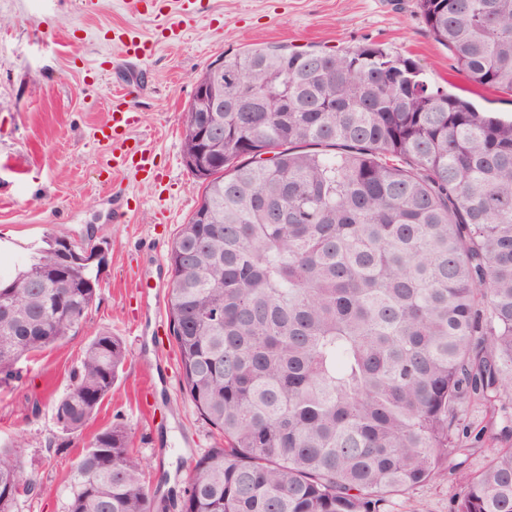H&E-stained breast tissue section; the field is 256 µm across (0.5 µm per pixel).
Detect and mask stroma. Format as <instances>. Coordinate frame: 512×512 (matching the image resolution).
Returning a JSON list of instances; mask_svg holds the SVG:
<instances>
[{
    "label": "stroma",
    "mask_w": 512,
    "mask_h": 512,
    "mask_svg": "<svg viewBox=\"0 0 512 512\" xmlns=\"http://www.w3.org/2000/svg\"><path fill=\"white\" fill-rule=\"evenodd\" d=\"M123 29L145 41L141 59L124 55ZM364 42L412 54L432 80L452 75L415 0H0V279L48 236L78 243L95 231L108 257L83 322L0 386V445L22 437L26 469L41 485L18 512H66L74 462L116 423L145 466L153 512H181L192 467L221 442L181 388L168 331L167 252L202 195L182 152L196 77L261 45ZM119 90L138 115L122 138L150 155L151 178L106 165L112 142L99 129ZM106 330L123 339L127 360L95 417L65 435L54 405L87 343ZM455 492L446 481L423 485L393 497L390 512H451Z\"/></svg>",
    "instance_id": "stroma-1"
}]
</instances>
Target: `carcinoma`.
Wrapping results in <instances>:
<instances>
[{"instance_id": "cac0c4a2", "label": "carcinoma", "mask_w": 512, "mask_h": 512, "mask_svg": "<svg viewBox=\"0 0 512 512\" xmlns=\"http://www.w3.org/2000/svg\"><path fill=\"white\" fill-rule=\"evenodd\" d=\"M454 71L512 95V0H416ZM201 202L167 254L170 333L192 403L224 443L192 469L182 512H387L456 483L453 512H512V119L429 82L377 43L339 52L263 45L222 58ZM264 153L272 154L260 161ZM99 272L48 237L0 281V384L62 343ZM127 358L110 331L83 350L54 407L76 433ZM500 443L467 465L483 429ZM0 448V512L40 489ZM124 426L79 455L67 512H150Z\"/></svg>"}]
</instances>
